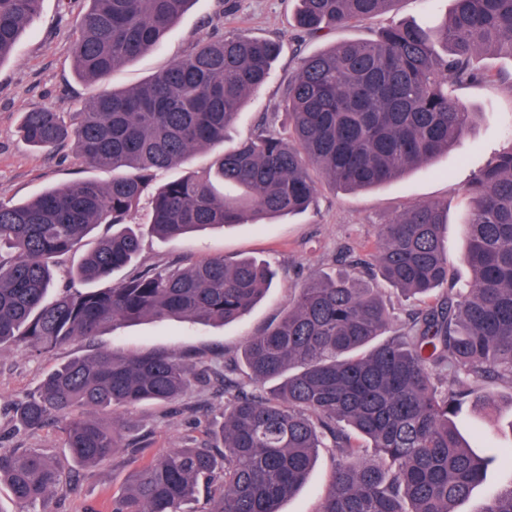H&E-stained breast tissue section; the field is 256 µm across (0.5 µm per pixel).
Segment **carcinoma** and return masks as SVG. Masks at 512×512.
<instances>
[{
  "instance_id": "1",
  "label": "carcinoma",
  "mask_w": 512,
  "mask_h": 512,
  "mask_svg": "<svg viewBox=\"0 0 512 512\" xmlns=\"http://www.w3.org/2000/svg\"><path fill=\"white\" fill-rule=\"evenodd\" d=\"M42 0H0V64L17 49ZM191 0H89L75 18L76 74L105 83L120 65L156 48ZM395 0H299L297 26L309 36L387 12ZM434 25L392 24L376 38L336 43L300 59L284 90L289 135L260 124L213 166L160 186L150 220L129 217L158 173L197 150L224 145L247 97L270 76L275 43L243 35L203 39L195 49L130 89L90 94L78 112L22 113L31 147L72 144L88 165L112 170L101 185L81 181L18 204L0 201V348L39 353L90 340L121 322L176 317L224 325L241 319L269 288V266L246 258L138 272L108 288L50 295L54 265L80 250L70 271L85 283L110 279L140 251L142 238L175 239L231 224H260L313 204L318 178L345 190L381 186L460 142L476 113L459 98L468 86L512 83V72L480 67L481 54L512 59V0H450ZM465 262L458 284L442 229L448 204L409 207L379 225L371 268L403 296H448L415 307L403 328L353 271L318 276L292 307L250 337L237 364L224 365V422L207 442L142 462L112 512H185L199 484L205 512H279L308 479L322 448L336 466L318 512H455L483 482L481 455L455 418L470 402L496 400L487 380L512 386V145L467 188ZM112 233L88 243L100 225ZM195 375L176 354L76 356L15 405L30 431L64 424L73 459L91 465L119 448L116 427L76 417L170 402ZM507 478L479 512H512V448ZM22 512H44L68 489L63 468L36 448H0V485Z\"/></svg>"
}]
</instances>
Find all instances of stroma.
<instances>
[{"mask_svg":"<svg viewBox=\"0 0 512 512\" xmlns=\"http://www.w3.org/2000/svg\"><path fill=\"white\" fill-rule=\"evenodd\" d=\"M84 0H43L41 15L28 29L13 56L0 65V201L17 203L46 189L82 180L111 181L107 169L91 167L72 148L48 154L27 146L19 134L23 112L51 107L77 111L91 89L75 73L71 41L73 20ZM296 0H235L227 12L224 0H192L161 45L117 68L108 83L134 87L187 54L206 36L245 34L279 43L280 50L267 82L251 93L224 138L233 147L247 138L261 119L287 133L283 91L301 58L345 40H368L396 22L429 25L449 9V0H397L393 10L359 23L329 31L320 38L300 33L294 25ZM477 119L461 145L408 171L378 188L346 191L321 188L304 213L265 224H235L208 229L175 240L144 237L132 270L177 265L213 257L233 263L242 258L265 262L274 272L271 287L242 319L223 326L195 324L171 318L143 319L106 330L93 340H78L55 351L38 354L22 344L0 349V448H41L65 465L72 488L55 495L48 512H109V502L127 485L134 465L121 452L107 461L83 465L74 461L58 425L36 432L21 429L14 417L16 402L34 391L45 375L75 356L112 351L132 355L168 351L182 355L195 368L223 369L237 358L248 338L277 321L299 288L315 274L341 271L343 254L367 257L375 246L377 227L390 217L424 202L448 205L444 239L448 264L459 282L471 277L464 262L465 226L470 201L465 186L475 173L504 147L512 145V83L481 85L460 90ZM497 401L494 411L465 408L456 424L477 452L486 443L512 446V387L488 381L483 385ZM224 387L221 382L195 384L174 403L144 402L109 412L94 410L104 423L119 422L121 439L146 442L144 458L183 446L187 439L204 441L209 427L222 422ZM336 465L332 449H321L307 483L282 502L280 512H318Z\"/></svg>","mask_w":512,"mask_h":512,"instance_id":"stroma-1","label":"stroma"}]
</instances>
